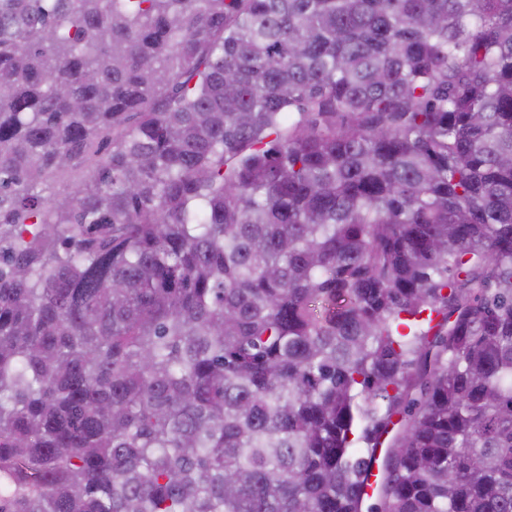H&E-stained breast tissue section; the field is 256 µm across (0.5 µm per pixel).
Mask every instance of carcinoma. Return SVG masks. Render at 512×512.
Wrapping results in <instances>:
<instances>
[{
    "mask_svg": "<svg viewBox=\"0 0 512 512\" xmlns=\"http://www.w3.org/2000/svg\"><path fill=\"white\" fill-rule=\"evenodd\" d=\"M0 512H512V0H0Z\"/></svg>",
    "mask_w": 512,
    "mask_h": 512,
    "instance_id": "carcinoma-1",
    "label": "carcinoma"
}]
</instances>
